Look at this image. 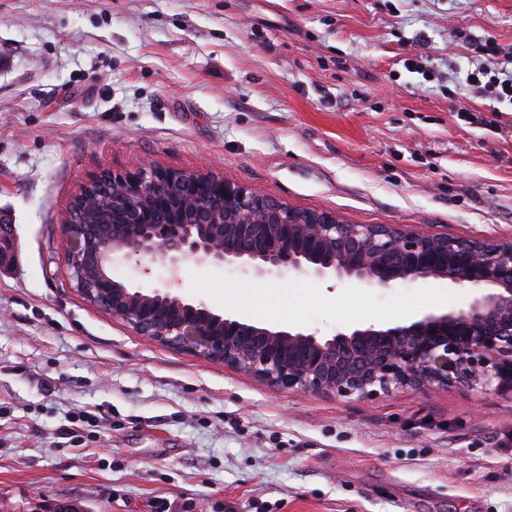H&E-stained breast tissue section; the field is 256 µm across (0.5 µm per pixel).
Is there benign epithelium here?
<instances>
[{
    "instance_id": "1",
    "label": "benign epithelium",
    "mask_w": 512,
    "mask_h": 512,
    "mask_svg": "<svg viewBox=\"0 0 512 512\" xmlns=\"http://www.w3.org/2000/svg\"><path fill=\"white\" fill-rule=\"evenodd\" d=\"M104 201L112 202L110 236L95 246ZM65 229L70 279L87 301L141 336L281 390L363 398L405 386L512 387V240L344 224L217 175L153 164L94 179L71 202ZM116 254L145 274L160 264L174 276L194 259L258 276L297 271L380 288L446 281L473 295L458 312L323 338L223 317L165 289H134L112 276Z\"/></svg>"
}]
</instances>
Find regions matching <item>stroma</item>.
Masks as SVG:
<instances>
[{"mask_svg":"<svg viewBox=\"0 0 512 512\" xmlns=\"http://www.w3.org/2000/svg\"><path fill=\"white\" fill-rule=\"evenodd\" d=\"M512 0H0V512H512V389L296 394L137 335L66 263L70 201L150 162L346 224L512 239V105L454 101ZM424 55L423 73L403 61ZM212 312L331 337L467 307L188 260Z\"/></svg>","mask_w":512,"mask_h":512,"instance_id":"stroma-1","label":"stroma"}]
</instances>
